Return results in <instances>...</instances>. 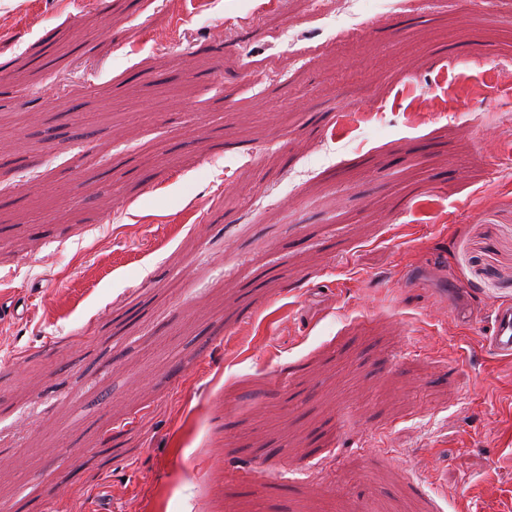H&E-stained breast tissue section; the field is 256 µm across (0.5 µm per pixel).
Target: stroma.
I'll return each mask as SVG.
<instances>
[{
	"instance_id": "obj_1",
	"label": "stroma",
	"mask_w": 512,
	"mask_h": 512,
	"mask_svg": "<svg viewBox=\"0 0 512 512\" xmlns=\"http://www.w3.org/2000/svg\"><path fill=\"white\" fill-rule=\"evenodd\" d=\"M0 0V503L512 512V0ZM485 342L499 356L512 357V307L498 306L494 309V317Z\"/></svg>"
}]
</instances>
